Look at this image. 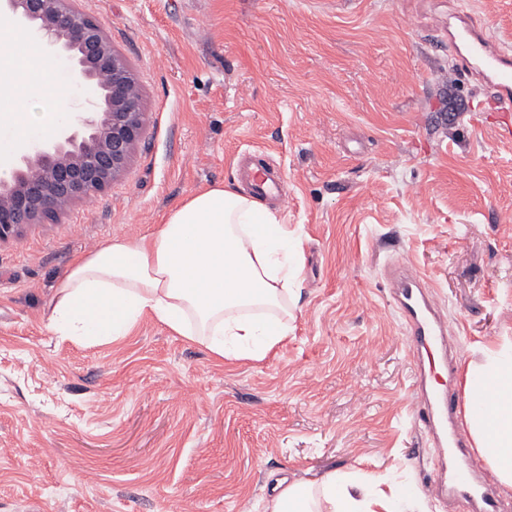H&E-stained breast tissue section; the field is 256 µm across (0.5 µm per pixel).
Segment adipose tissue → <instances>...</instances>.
I'll list each match as a JSON object with an SVG mask.
<instances>
[{
	"label": "adipose tissue",
	"instance_id": "adipose-tissue-1",
	"mask_svg": "<svg viewBox=\"0 0 512 512\" xmlns=\"http://www.w3.org/2000/svg\"><path fill=\"white\" fill-rule=\"evenodd\" d=\"M0 21V96L23 109L0 114V163L8 164L31 130L55 132L70 91L44 54L18 56ZM38 80H28V73ZM296 248L279 212L224 186L195 193L139 242L116 239L76 260L58 282L47 327L98 342L128 334L146 313L172 331L206 340L227 359L259 360L289 335L271 320L299 276ZM466 385L483 381L491 417L465 415L479 455L512 489V344L485 347L463 369ZM409 498L377 480L328 473L318 484L281 486L269 512H407Z\"/></svg>",
	"mask_w": 512,
	"mask_h": 512
}]
</instances>
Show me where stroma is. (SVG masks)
<instances>
[{"label": "stroma", "mask_w": 512, "mask_h": 512, "mask_svg": "<svg viewBox=\"0 0 512 512\" xmlns=\"http://www.w3.org/2000/svg\"><path fill=\"white\" fill-rule=\"evenodd\" d=\"M141 85L147 127L105 193L0 244V512H265L277 479L409 487L438 452L387 288L409 255L459 365L512 337V139L453 69L448 17L512 46V0H77ZM285 175L300 243L288 338L227 360L151 315L101 343L46 327L81 254L190 195Z\"/></svg>", "instance_id": "35a3bbf8"}]
</instances>
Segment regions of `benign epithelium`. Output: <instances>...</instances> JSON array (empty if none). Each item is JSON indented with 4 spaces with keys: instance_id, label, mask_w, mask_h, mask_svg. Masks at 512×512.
Wrapping results in <instances>:
<instances>
[{
    "instance_id": "7a95c632",
    "label": "benign epithelium",
    "mask_w": 512,
    "mask_h": 512,
    "mask_svg": "<svg viewBox=\"0 0 512 512\" xmlns=\"http://www.w3.org/2000/svg\"><path fill=\"white\" fill-rule=\"evenodd\" d=\"M0 15L27 29L48 54L68 57L75 87L96 86L83 111L8 164L0 178L2 243L110 189L144 138L146 114L138 81L104 22L73 0H0Z\"/></svg>"
}]
</instances>
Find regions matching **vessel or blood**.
I'll return each instance as SVG.
<instances>
[{"mask_svg": "<svg viewBox=\"0 0 512 512\" xmlns=\"http://www.w3.org/2000/svg\"><path fill=\"white\" fill-rule=\"evenodd\" d=\"M458 73L479 81L484 104L494 112L512 111V54L494 44L483 27L463 18L449 25ZM246 176L254 198L285 199L281 172L255 165ZM429 283L415 263L401 258L388 278V288L418 369L413 405L419 429L429 436L441 454L440 465L429 478L436 496L448 498L457 512H499L497 481L471 453L462 413L489 414L490 402L481 387L459 395L451 378L458 356L448 344V323L442 308L428 293ZM445 384H433V371Z\"/></svg>", "mask_w": 512, "mask_h": 512, "instance_id": "1", "label": "vessel or blood"}]
</instances>
